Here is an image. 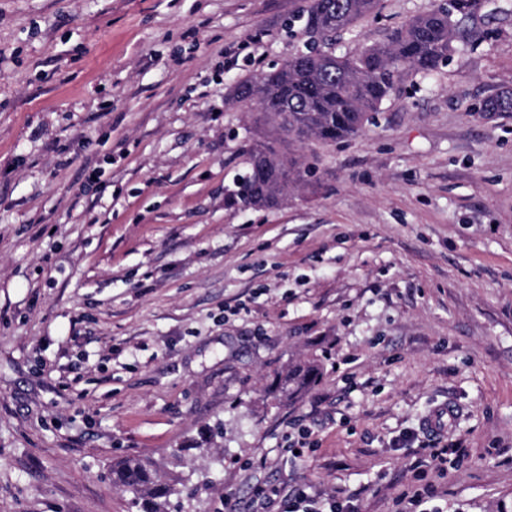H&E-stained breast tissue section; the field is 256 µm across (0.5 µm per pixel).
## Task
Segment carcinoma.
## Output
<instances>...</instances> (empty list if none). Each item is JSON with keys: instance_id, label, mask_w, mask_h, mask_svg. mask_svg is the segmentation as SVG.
<instances>
[{"instance_id": "obj_1", "label": "carcinoma", "mask_w": 512, "mask_h": 512, "mask_svg": "<svg viewBox=\"0 0 512 512\" xmlns=\"http://www.w3.org/2000/svg\"><path fill=\"white\" fill-rule=\"evenodd\" d=\"M380 0H301L289 26L302 24L304 49L275 65L235 80L228 100L256 110L253 123L268 129L244 151L246 173L236 196L249 206L272 208L309 182L319 156L312 145L333 146L366 131L384 104L418 77L450 64L461 41L482 31L478 20L506 14L498 0H455L410 17L387 41L336 53L339 34L377 14ZM477 112L512 114V88L503 87L480 102ZM319 375L315 363L288 374L292 393ZM112 484L146 499L144 512H166L172 493L166 474L153 463L126 458L112 463Z\"/></svg>"}]
</instances>
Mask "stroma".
<instances>
[{
  "label": "stroma",
  "mask_w": 512,
  "mask_h": 512,
  "mask_svg": "<svg viewBox=\"0 0 512 512\" xmlns=\"http://www.w3.org/2000/svg\"><path fill=\"white\" fill-rule=\"evenodd\" d=\"M436 0H381L338 47ZM298 0H0V512H170L300 486L360 512H512V18L319 148L270 209L234 180L233 81L302 47ZM318 379L288 392V373ZM459 445L418 481L422 423ZM309 431L314 447L291 444ZM476 112H502L512 114V88L503 87L495 94L480 102ZM319 375V367L315 363H309L306 366H300L288 374V382L292 385V391L289 394H295L302 391L308 384L314 381ZM112 483L117 488L142 495L147 501L143 512H166L172 488L166 474L153 463L131 458L113 462Z\"/></svg>",
  "instance_id": "obj_1"
}]
</instances>
